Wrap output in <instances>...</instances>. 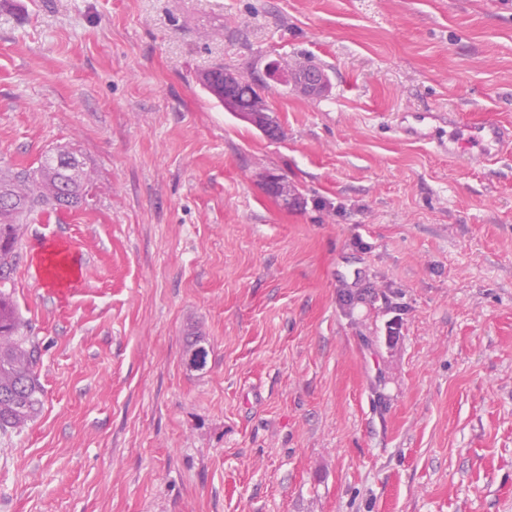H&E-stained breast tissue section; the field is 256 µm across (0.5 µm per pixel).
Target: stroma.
Returning a JSON list of instances; mask_svg holds the SVG:
<instances>
[{
    "label": "stroma",
    "instance_id": "1",
    "mask_svg": "<svg viewBox=\"0 0 512 512\" xmlns=\"http://www.w3.org/2000/svg\"><path fill=\"white\" fill-rule=\"evenodd\" d=\"M272 60L275 139L200 82ZM404 112L512 125V0H0V168L65 146L94 184L21 240L44 398L0 512H512V156ZM446 113L406 112L397 130L404 138L424 141L448 159H463L469 162L491 164L512 150V125L497 120L485 119L468 124L457 122L456 116L448 112V135H437L438 127H426V119L444 120ZM413 120L409 122L408 118ZM69 260L72 264V269L67 275L61 280H54L60 288H53L55 291L60 293L72 292L75 288H78L83 282V269L84 262L80 255L72 252L68 249Z\"/></svg>",
    "mask_w": 512,
    "mask_h": 512
}]
</instances>
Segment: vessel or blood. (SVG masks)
Returning <instances> with one entry per match:
<instances>
[{
	"mask_svg": "<svg viewBox=\"0 0 512 512\" xmlns=\"http://www.w3.org/2000/svg\"><path fill=\"white\" fill-rule=\"evenodd\" d=\"M426 113H412L397 126L400 135L420 140L452 159L490 164L512 152V125L493 119L468 124L458 123L456 117L448 119L447 135H438L436 128L427 126Z\"/></svg>",
	"mask_w": 512,
	"mask_h": 512,
	"instance_id": "1",
	"label": "vessel or blood"
}]
</instances>
